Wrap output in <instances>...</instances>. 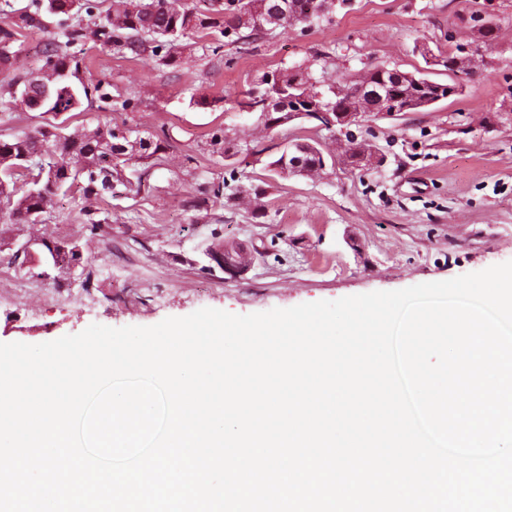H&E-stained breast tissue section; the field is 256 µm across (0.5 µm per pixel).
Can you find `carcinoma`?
I'll use <instances>...</instances> for the list:
<instances>
[{
    "label": "carcinoma",
    "instance_id": "1",
    "mask_svg": "<svg viewBox=\"0 0 512 512\" xmlns=\"http://www.w3.org/2000/svg\"><path fill=\"white\" fill-rule=\"evenodd\" d=\"M324 0H291L297 24L310 26L327 17L322 12ZM243 0H213L206 13L193 12L182 8L178 0H112V11L94 19V12L100 10L98 0H31L27 6L17 10V20L10 30H0V70L11 68L13 52L11 44L21 30L44 28L45 18L56 14L72 17L62 37H53L43 46L45 63L52 65V72H63L66 83L49 103V110L73 112L82 99L97 93L102 100L109 98L101 82H85L79 78V66L72 65L70 47L79 42L90 41L94 46L108 49L121 56L139 57L145 54L157 58L165 65L176 63L186 48L183 39L190 33L208 36L217 31L230 42H238L253 36V31L240 25L239 14ZM89 22H84V18ZM283 95L293 92L303 96L307 90L316 88L313 77L302 67L279 71ZM415 73L397 67L385 72L390 91L402 100H421L439 96L444 86L451 88L455 82L443 84L439 81L417 83ZM341 83L346 87L345 96L339 106L354 105L356 99L364 96L353 77H345ZM23 86V92L10 91L15 106L27 112L33 111L35 99L41 94L38 78L18 82L13 79L8 86ZM265 94V86L256 82L236 97L237 107L246 113H257L268 127L277 122L282 112L275 109L265 113L257 106L258 96ZM119 126L99 124L92 129L67 131V127L53 125L49 129H38L32 134L0 138V200L12 204V223L32 224L44 205L52 198L70 191L78 184L81 199L89 201L112 192L113 183L127 180L125 171L139 161L148 159L165 149L159 138L117 134ZM213 152L224 155L238 153L240 142L228 135H213ZM52 148L70 160L82 162L80 168L68 171L60 169L53 180L46 182L42 190L31 193L32 183L26 181L24 168L34 166L33 159L44 148ZM302 160L301 169L315 172L329 162L321 143L312 138H303L295 145ZM378 153L377 148L367 139H353L350 149L337 155L338 160L352 171H367L366 157Z\"/></svg>",
    "mask_w": 512,
    "mask_h": 512
}]
</instances>
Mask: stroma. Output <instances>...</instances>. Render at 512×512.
<instances>
[{
  "label": "stroma",
  "instance_id": "1",
  "mask_svg": "<svg viewBox=\"0 0 512 512\" xmlns=\"http://www.w3.org/2000/svg\"><path fill=\"white\" fill-rule=\"evenodd\" d=\"M484 12L495 28L491 64L463 79L458 95L424 112L365 118L363 134L383 165L351 172L327 168L315 180L270 176L265 167L288 140L328 131L308 121L274 129L234 104L247 84L285 67H310L317 79L361 72L379 62L426 66L418 47H447L449 34L471 40ZM67 15L48 17L12 46L0 73V136L34 132L49 115L9 106L7 83L42 71L41 50L61 35ZM218 34L166 67L145 55H111L73 46L80 77L100 80L110 101L91 97L67 116L70 127L127 123L166 140L158 158L129 172V184L92 201L57 196L39 224L10 223L0 209V343L39 344L97 323L152 326L201 308L247 315L445 281L512 261V0H351L329 20L301 31L274 30L245 42ZM136 106L121 110L123 96ZM236 133L251 147L234 165L209 150L212 135ZM263 190L264 217L250 205L214 198L222 182ZM73 241L81 264L55 269L43 242ZM220 242L248 246L254 259L231 276L210 260ZM30 244L28 263L13 253Z\"/></svg>",
  "mask_w": 512,
  "mask_h": 512
}]
</instances>
